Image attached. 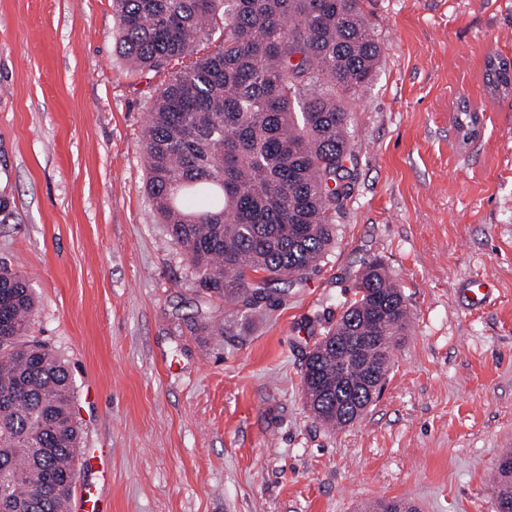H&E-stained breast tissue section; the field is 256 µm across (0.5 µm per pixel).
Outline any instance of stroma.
<instances>
[{
	"label": "stroma",
	"instance_id": "obj_1",
	"mask_svg": "<svg viewBox=\"0 0 512 512\" xmlns=\"http://www.w3.org/2000/svg\"><path fill=\"white\" fill-rule=\"evenodd\" d=\"M381 49L350 114L353 186L316 271L259 308L199 290L147 192L141 129L164 77L130 72L112 0H0V266L68 364L76 492L102 512H494L512 449V0H367ZM482 115L462 141L457 108ZM410 328L342 429L305 405V357L364 266ZM483 278L486 302L467 286ZM493 60H496L497 67H491ZM499 70V71H498ZM512 70L511 64L499 59L496 56L488 57L485 64V80L486 85L489 87L493 84L496 88L502 85L505 90L512 85V75L509 71Z\"/></svg>",
	"mask_w": 512,
	"mask_h": 512
}]
</instances>
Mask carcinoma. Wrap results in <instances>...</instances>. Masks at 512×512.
Returning a JSON list of instances; mask_svg holds the SVG:
<instances>
[{"mask_svg":"<svg viewBox=\"0 0 512 512\" xmlns=\"http://www.w3.org/2000/svg\"><path fill=\"white\" fill-rule=\"evenodd\" d=\"M120 50L135 71L168 74L149 106L147 190L197 286L254 309L301 280L336 240L350 194L349 102L366 89L380 46L364 0H113ZM486 85L512 86L493 56ZM358 299L306 356L311 413L331 427L367 409V375L350 345L387 374L409 316L378 262ZM35 296L0 268V512H60L72 493L81 431L68 365L28 338ZM380 309L376 329L371 314ZM512 483V452L495 462Z\"/></svg>","mask_w":512,"mask_h":512,"instance_id":"cac0c4a2","label":"carcinoma"}]
</instances>
